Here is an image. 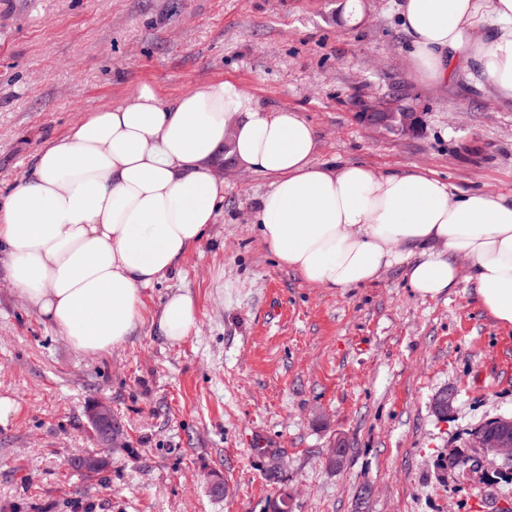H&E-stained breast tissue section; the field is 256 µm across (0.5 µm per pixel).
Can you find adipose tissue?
I'll return each instance as SVG.
<instances>
[{"label":"adipose tissue","mask_w":512,"mask_h":512,"mask_svg":"<svg viewBox=\"0 0 512 512\" xmlns=\"http://www.w3.org/2000/svg\"><path fill=\"white\" fill-rule=\"evenodd\" d=\"M400 20L417 80L438 86L469 70L512 100V0H402ZM316 149L298 112L262 109L234 82L171 101L141 84L37 152L31 175L0 197V255L45 324L76 351L107 353L142 325L143 289L215 223L225 151L270 178L259 237L306 281L346 291L397 270L436 297L458 286L465 259L481 304L512 327V197L455 195L419 169L319 165ZM155 322L167 343L184 341L193 298L170 295Z\"/></svg>","instance_id":"obj_1"}]
</instances>
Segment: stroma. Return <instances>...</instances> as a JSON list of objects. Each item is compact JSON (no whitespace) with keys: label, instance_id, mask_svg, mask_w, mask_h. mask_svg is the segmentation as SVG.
<instances>
[{"label":"stroma","instance_id":"obj_1","mask_svg":"<svg viewBox=\"0 0 512 512\" xmlns=\"http://www.w3.org/2000/svg\"><path fill=\"white\" fill-rule=\"evenodd\" d=\"M400 0H0V192L49 139L142 82L176 98L212 80L315 128L320 164L431 171L455 193L512 194V104L458 74H412ZM410 107L414 135L366 127L361 100ZM224 207L143 324L103 355L74 351L0 266V512H486L481 473L441 462L471 429L512 415V327L460 282L420 297L398 271L342 291L306 282L258 237L269 180L221 161ZM189 293L197 327L163 341L152 317ZM457 393L442 420L432 399ZM119 428L97 475V402ZM342 470L325 464L336 439ZM278 479H270V469Z\"/></svg>","mask_w":512,"mask_h":512}]
</instances>
